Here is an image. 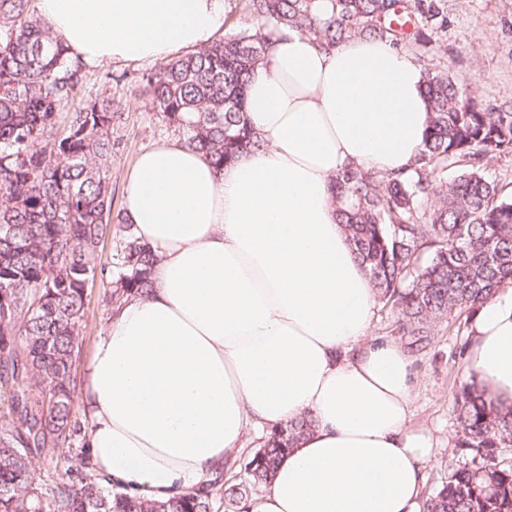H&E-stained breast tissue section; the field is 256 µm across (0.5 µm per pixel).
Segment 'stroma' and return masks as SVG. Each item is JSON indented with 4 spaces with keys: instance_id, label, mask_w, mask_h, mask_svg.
Here are the masks:
<instances>
[{
    "instance_id": "1",
    "label": "stroma",
    "mask_w": 512,
    "mask_h": 512,
    "mask_svg": "<svg viewBox=\"0 0 512 512\" xmlns=\"http://www.w3.org/2000/svg\"><path fill=\"white\" fill-rule=\"evenodd\" d=\"M449 6L448 38L427 51L426 65L448 67L477 100H512V0H449ZM154 68L151 62H117L87 69L90 87L111 100L115 113L112 137L118 145L110 174L116 211L124 207V184L137 155L172 137L144 90L142 76ZM469 328L463 318L441 322L429 345L409 356L416 380L410 425L436 443L424 467L427 494L464 458L457 446V400L465 385Z\"/></svg>"
}]
</instances>
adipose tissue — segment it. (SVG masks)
Instances as JSON below:
<instances>
[{
    "label": "adipose tissue",
    "instance_id": "1",
    "mask_svg": "<svg viewBox=\"0 0 512 512\" xmlns=\"http://www.w3.org/2000/svg\"><path fill=\"white\" fill-rule=\"evenodd\" d=\"M73 59L151 62L212 43L224 0H38ZM264 141L223 170L173 140L139 154L125 214L157 250L148 295L112 307L84 367L96 476L164 501L206 482L247 434L312 430L243 512H422L433 440L409 428L411 364L368 340L376 294L330 180L407 169L429 123L407 53L289 33L255 68ZM464 379L512 405V278L475 312Z\"/></svg>",
    "mask_w": 512,
    "mask_h": 512
}]
</instances>
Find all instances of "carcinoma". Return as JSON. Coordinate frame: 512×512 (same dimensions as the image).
<instances>
[{
  "mask_svg": "<svg viewBox=\"0 0 512 512\" xmlns=\"http://www.w3.org/2000/svg\"><path fill=\"white\" fill-rule=\"evenodd\" d=\"M246 26L173 58L144 77L153 108L188 148L222 169L264 145L248 125L247 87L274 39L305 35L323 50L357 36L404 50L447 33V0H240ZM430 122L409 168L347 166L332 199L357 257L409 348L425 347L451 316L472 314L512 278V195L486 174L512 155V102L480 103L446 68L425 71ZM115 113L87 90V74L30 0H0V512H216L265 485L312 420L272 431L239 482L225 469L157 501L71 474L50 488L31 458L85 438L74 368L94 287L115 305L152 288L157 254L112 215ZM455 176L448 178V171ZM123 232L109 260L98 248ZM457 445L473 452L425 501L424 512H512V468L493 449L512 446V409L469 386L459 401Z\"/></svg>",
  "mask_w": 512,
  "mask_h": 512,
  "instance_id": "cac0c4a2",
  "label": "carcinoma"
}]
</instances>
